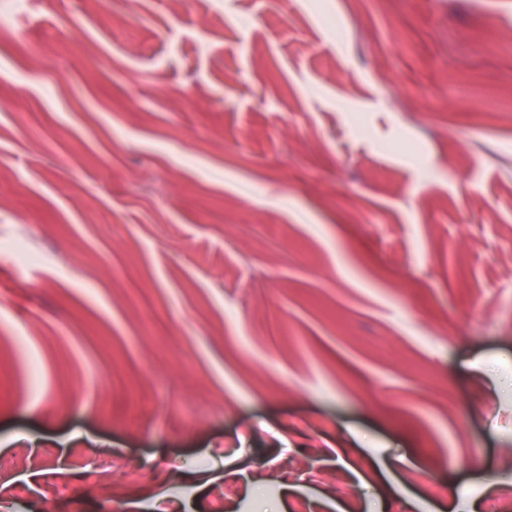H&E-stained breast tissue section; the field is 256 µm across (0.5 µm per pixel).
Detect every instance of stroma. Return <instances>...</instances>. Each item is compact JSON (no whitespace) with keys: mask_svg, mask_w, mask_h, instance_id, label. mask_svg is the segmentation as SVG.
<instances>
[{"mask_svg":"<svg viewBox=\"0 0 512 512\" xmlns=\"http://www.w3.org/2000/svg\"><path fill=\"white\" fill-rule=\"evenodd\" d=\"M509 455L512 0H0V512H101L83 456L486 512Z\"/></svg>","mask_w":512,"mask_h":512,"instance_id":"1","label":"stroma"}]
</instances>
